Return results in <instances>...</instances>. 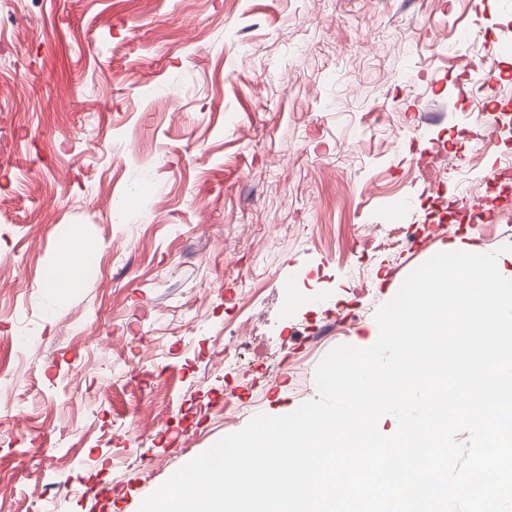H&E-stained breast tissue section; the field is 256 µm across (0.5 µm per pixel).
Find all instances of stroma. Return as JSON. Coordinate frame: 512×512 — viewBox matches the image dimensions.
Listing matches in <instances>:
<instances>
[{
	"instance_id": "1",
	"label": "stroma",
	"mask_w": 512,
	"mask_h": 512,
	"mask_svg": "<svg viewBox=\"0 0 512 512\" xmlns=\"http://www.w3.org/2000/svg\"><path fill=\"white\" fill-rule=\"evenodd\" d=\"M510 115L512 0H0V512H138L316 398L416 267L512 245ZM70 258L81 257L86 262L76 263ZM95 259V252L88 247L77 234L63 241L59 246L56 259L43 271L42 288L58 289L67 283L80 282L85 267Z\"/></svg>"
}]
</instances>
